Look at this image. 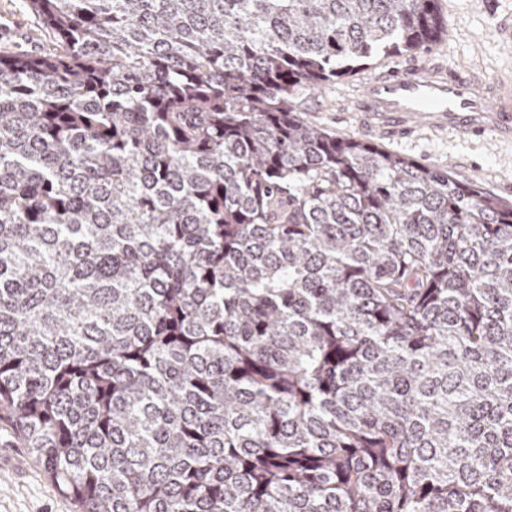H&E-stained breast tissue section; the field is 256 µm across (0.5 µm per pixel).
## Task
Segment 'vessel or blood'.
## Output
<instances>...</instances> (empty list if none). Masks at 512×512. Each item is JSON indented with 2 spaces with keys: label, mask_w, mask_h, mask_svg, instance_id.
<instances>
[{
  "label": "vessel or blood",
  "mask_w": 512,
  "mask_h": 512,
  "mask_svg": "<svg viewBox=\"0 0 512 512\" xmlns=\"http://www.w3.org/2000/svg\"><path fill=\"white\" fill-rule=\"evenodd\" d=\"M354 107L385 131L421 124L512 141V82L482 72L435 66L378 75L362 82Z\"/></svg>",
  "instance_id": "b4317fda"
}]
</instances>
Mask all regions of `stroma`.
Returning a JSON list of instances; mask_svg holds the SVG:
<instances>
[{
	"mask_svg": "<svg viewBox=\"0 0 512 512\" xmlns=\"http://www.w3.org/2000/svg\"><path fill=\"white\" fill-rule=\"evenodd\" d=\"M446 30L430 49L388 58L327 83L313 96H300V115L337 136L379 146L474 181L488 193L512 203V143L493 134L476 138L438 133L419 126L405 135L368 130L352 99L362 81L390 68L409 65L472 66L494 76L512 77V40L499 33L512 23V0H440ZM53 48L52 37L24 0H0V52L38 57ZM0 512H75L34 462L27 449L0 430Z\"/></svg>",
	"mask_w": 512,
	"mask_h": 512,
	"instance_id": "stroma-1",
	"label": "stroma"
}]
</instances>
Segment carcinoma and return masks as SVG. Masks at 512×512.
Returning <instances> with one entry per match:
<instances>
[{
	"instance_id": "carcinoma-1",
	"label": "carcinoma",
	"mask_w": 512,
	"mask_h": 512,
	"mask_svg": "<svg viewBox=\"0 0 512 512\" xmlns=\"http://www.w3.org/2000/svg\"><path fill=\"white\" fill-rule=\"evenodd\" d=\"M29 5L0 423L77 512H512V205L294 103L439 0Z\"/></svg>"
}]
</instances>
